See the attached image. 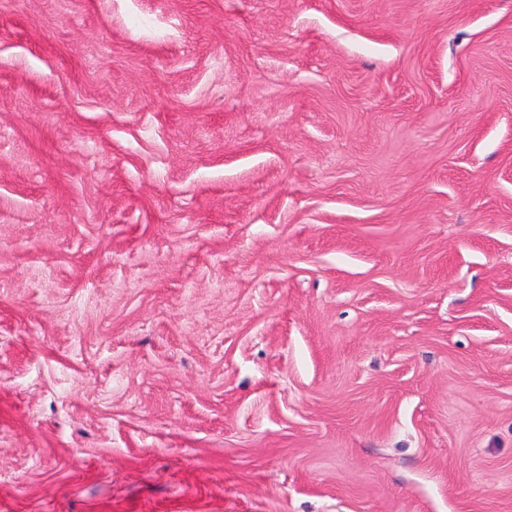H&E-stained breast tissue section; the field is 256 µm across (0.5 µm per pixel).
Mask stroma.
<instances>
[{"mask_svg": "<svg viewBox=\"0 0 512 512\" xmlns=\"http://www.w3.org/2000/svg\"><path fill=\"white\" fill-rule=\"evenodd\" d=\"M0 512H512V0H0Z\"/></svg>", "mask_w": 512, "mask_h": 512, "instance_id": "1", "label": "stroma"}]
</instances>
